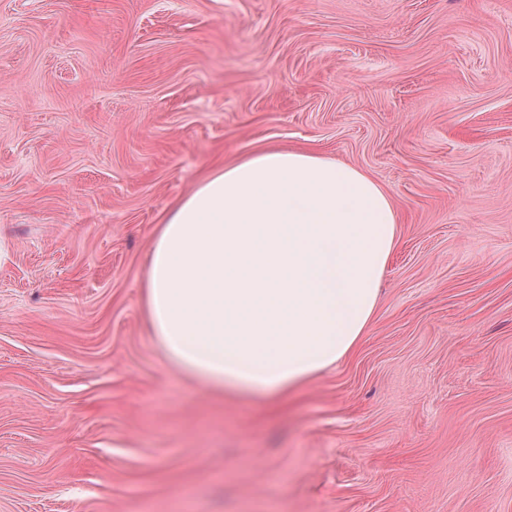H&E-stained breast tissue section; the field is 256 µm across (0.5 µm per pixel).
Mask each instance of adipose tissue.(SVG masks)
Returning a JSON list of instances; mask_svg holds the SVG:
<instances>
[{"mask_svg":"<svg viewBox=\"0 0 512 512\" xmlns=\"http://www.w3.org/2000/svg\"><path fill=\"white\" fill-rule=\"evenodd\" d=\"M396 232L391 199L363 169L256 150L159 225L143 285L153 338L209 392L275 401L357 348Z\"/></svg>","mask_w":512,"mask_h":512,"instance_id":"adipose-tissue-1","label":"adipose tissue"}]
</instances>
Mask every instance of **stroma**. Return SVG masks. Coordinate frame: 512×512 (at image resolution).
I'll return each instance as SVG.
<instances>
[{
  "label": "stroma",
  "instance_id": "1",
  "mask_svg": "<svg viewBox=\"0 0 512 512\" xmlns=\"http://www.w3.org/2000/svg\"><path fill=\"white\" fill-rule=\"evenodd\" d=\"M369 172L358 348L218 399L145 320L158 224L257 149ZM0 512H512V0H0Z\"/></svg>",
  "mask_w": 512,
  "mask_h": 512
}]
</instances>
